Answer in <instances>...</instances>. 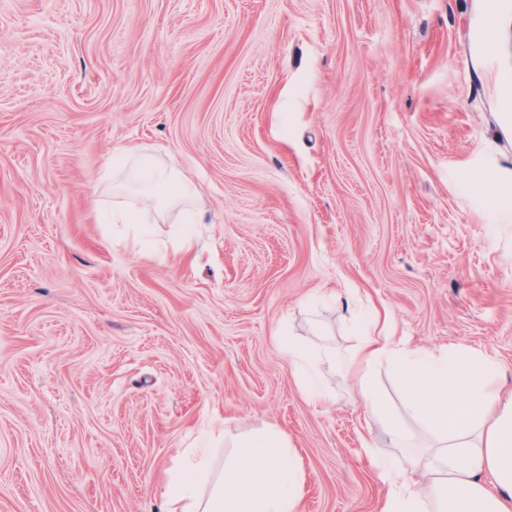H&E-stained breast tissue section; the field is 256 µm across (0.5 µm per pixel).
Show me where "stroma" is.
<instances>
[{"instance_id": "stroma-1", "label": "stroma", "mask_w": 512, "mask_h": 512, "mask_svg": "<svg viewBox=\"0 0 512 512\" xmlns=\"http://www.w3.org/2000/svg\"><path fill=\"white\" fill-rule=\"evenodd\" d=\"M512 0H0V512H163L212 421L274 424L299 512H380L347 298L512 386ZM137 144L198 195L147 256L104 222ZM494 192L480 189L485 173ZM328 351L331 402L282 342ZM285 352L293 368L297 384L306 397L316 403L330 401V395L321 390L316 384L320 365L319 354L290 338L285 346Z\"/></svg>"}]
</instances>
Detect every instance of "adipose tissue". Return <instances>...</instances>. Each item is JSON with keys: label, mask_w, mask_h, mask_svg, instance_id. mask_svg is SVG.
I'll return each instance as SVG.
<instances>
[{"label": "adipose tissue", "mask_w": 512, "mask_h": 512, "mask_svg": "<svg viewBox=\"0 0 512 512\" xmlns=\"http://www.w3.org/2000/svg\"><path fill=\"white\" fill-rule=\"evenodd\" d=\"M130 180L141 181L140 207H113L111 221L136 226L148 212L163 214L193 204L182 176L138 145L116 147ZM390 315L372 310L358 345L343 368L366 408L380 419L388 448L368 454L389 486L382 512H512V389L500 383L501 364L478 351L410 346L388 330ZM285 352L296 381L310 400L329 394L316 384L320 356L296 340ZM396 377L404 415L393 412L376 385L378 367ZM424 433L433 449L412 470L388 465L389 451L411 447ZM492 484H485L483 475ZM303 467L277 428L264 426L232 441L213 425L203 448H183L162 483L165 512H297Z\"/></svg>", "instance_id": "obj_1"}]
</instances>
